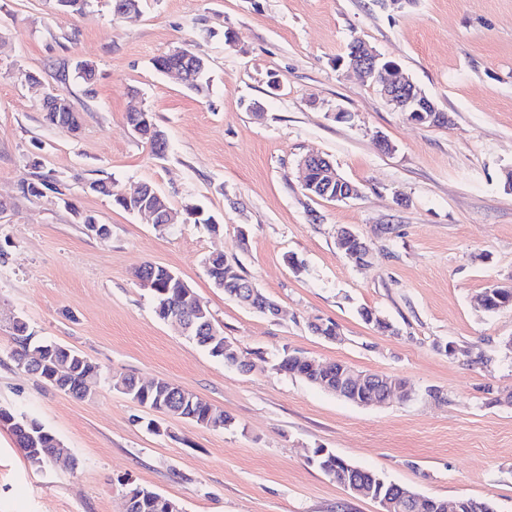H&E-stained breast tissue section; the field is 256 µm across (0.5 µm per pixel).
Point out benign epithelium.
I'll return each instance as SVG.
<instances>
[{
  "label": "benign epithelium",
  "mask_w": 512,
  "mask_h": 512,
  "mask_svg": "<svg viewBox=\"0 0 512 512\" xmlns=\"http://www.w3.org/2000/svg\"><path fill=\"white\" fill-rule=\"evenodd\" d=\"M165 58L168 60L167 72L177 75L182 79L185 78L182 64L186 60L192 58L196 60V63H201L198 56L187 48H176L165 55ZM340 63L371 79L372 83L380 87L381 93L386 100L397 111L403 113L407 120L419 125L435 122L436 112L439 111L437 104L419 89L401 68L384 63L380 55L366 43L360 40L353 43L351 54L345 59H340ZM327 176L330 179V183L336 185L335 198L337 200L346 201L359 195V187L342 178L337 173L335 167H330ZM153 200L157 201V205L152 209L142 208L140 211L141 220L148 224H156L158 229H164L177 223L179 213L168 208L167 203L159 193H153ZM357 238H359V235L349 227H339L336 230L338 248L352 262L356 261V256L345 250L344 243L347 240ZM385 381L386 378L383 376L374 377L357 372L349 367L345 371H340L336 375V381L328 382L326 387L328 391L336 396L353 401L360 406L368 404L381 406L386 404L393 394L406 395L403 389L394 390L390 394H385L384 399L372 402L359 396L360 387L370 385L381 387ZM420 500H422V496L402 486L395 489L390 495L374 499V502L378 504V512H412L416 502Z\"/></svg>",
  "instance_id": "1"
}]
</instances>
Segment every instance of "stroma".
Listing matches in <instances>:
<instances>
[{
    "label": "stroma",
    "instance_id": "stroma-1",
    "mask_svg": "<svg viewBox=\"0 0 512 512\" xmlns=\"http://www.w3.org/2000/svg\"><path fill=\"white\" fill-rule=\"evenodd\" d=\"M356 38L404 69L451 125L410 123L377 86L337 66ZM179 47L207 60V95L155 69ZM79 60L95 64L93 84L72 79ZM27 71L40 86L23 81ZM56 92L80 114L76 133L44 120L41 99ZM134 104L165 132V156L132 132ZM312 154L361 195L307 196L300 163ZM32 157L56 186L27 198L18 183ZM510 169L512 0H143L131 17L106 0L78 17L52 0H0V407L37 418L64 448L34 469L0 425V512H125L128 480L182 512H377L307 462L318 447L420 495L512 512V309L476 303L492 285L512 286ZM97 179L118 191L150 183L222 229L141 223L88 191ZM81 212L108 235L88 234ZM341 226L369 245L366 264L338 250ZM213 252L279 315L214 287L204 264ZM147 262L183 277L242 367L157 317L134 277ZM364 308L393 332L366 323ZM17 316L101 366L92 397L16 366ZM317 319L335 322L338 340L312 335ZM286 349L402 378L411 395L380 407L338 399L274 370ZM114 375L166 379L234 424L165 416L163 433H151L152 411L114 390Z\"/></svg>",
    "mask_w": 512,
    "mask_h": 512
}]
</instances>
